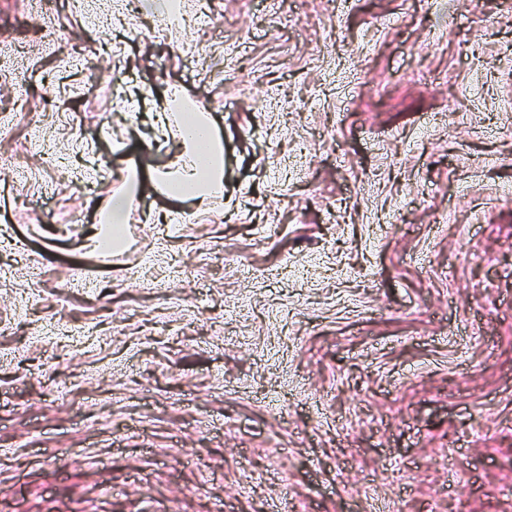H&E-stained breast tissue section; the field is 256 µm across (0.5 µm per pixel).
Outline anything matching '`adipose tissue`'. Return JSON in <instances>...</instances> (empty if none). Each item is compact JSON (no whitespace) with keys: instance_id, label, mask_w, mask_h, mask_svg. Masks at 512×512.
<instances>
[{"instance_id":"adipose-tissue-1","label":"adipose tissue","mask_w":512,"mask_h":512,"mask_svg":"<svg viewBox=\"0 0 512 512\" xmlns=\"http://www.w3.org/2000/svg\"><path fill=\"white\" fill-rule=\"evenodd\" d=\"M169 103L181 109L182 121L176 129L167 120L155 129L157 139L173 146L167 167L155 174V181L168 198L193 200L203 209L223 205L224 157L210 119L198 102H187L179 93H172Z\"/></svg>"}]
</instances>
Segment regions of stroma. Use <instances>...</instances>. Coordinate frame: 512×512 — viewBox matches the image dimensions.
Returning <instances> with one entry per match:
<instances>
[{
  "instance_id": "stroma-1",
  "label": "stroma",
  "mask_w": 512,
  "mask_h": 512,
  "mask_svg": "<svg viewBox=\"0 0 512 512\" xmlns=\"http://www.w3.org/2000/svg\"><path fill=\"white\" fill-rule=\"evenodd\" d=\"M40 2L0 0V512H512V0H102L116 85ZM173 86L209 212L151 184ZM79 62L84 68L98 73L101 78L108 79L110 83L114 82L116 79L115 74L113 73L112 75V67L110 65H105L104 58L97 50L91 53L85 50L80 53ZM170 97L164 108L172 105L178 109L182 112V121L177 131H173L169 118L163 113L165 120L154 128L158 140L173 143L169 164L154 175V180L168 198L196 200L203 209L223 207L224 152L222 155L221 140L209 115L198 102L183 97L175 89ZM186 103L190 104L188 109L181 106ZM160 184L165 191L160 189ZM126 208V199L123 196H117L112 199V205L109 210L110 232L101 236L97 240V246L102 251L114 250V242L122 239L121 228L124 220Z\"/></svg>"
}]
</instances>
